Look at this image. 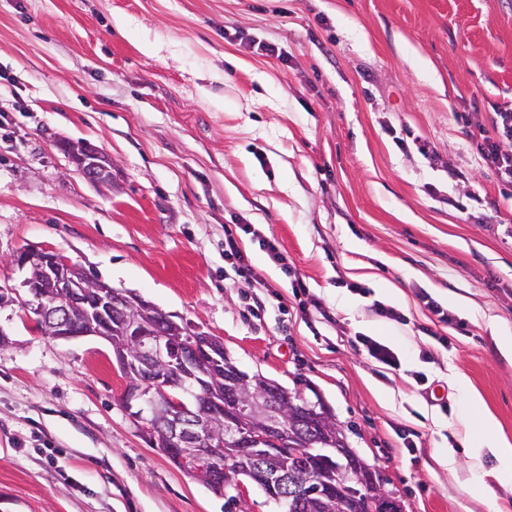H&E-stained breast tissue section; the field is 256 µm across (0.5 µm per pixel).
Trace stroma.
<instances>
[{"mask_svg":"<svg viewBox=\"0 0 512 512\" xmlns=\"http://www.w3.org/2000/svg\"><path fill=\"white\" fill-rule=\"evenodd\" d=\"M500 108L512 0H0V286L19 287V248L57 250L242 370L313 384L403 512H512V477L471 458L467 404L512 442L489 328L512 331V198L470 139ZM82 140L111 155L112 194L60 147ZM230 235L251 274L225 265ZM0 334V512H282L146 443L106 341L42 334L19 297Z\"/></svg>","mask_w":512,"mask_h":512,"instance_id":"stroma-1","label":"stroma"}]
</instances>
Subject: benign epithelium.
<instances>
[{
    "label": "benign epithelium",
    "mask_w": 512,
    "mask_h": 512,
    "mask_svg": "<svg viewBox=\"0 0 512 512\" xmlns=\"http://www.w3.org/2000/svg\"><path fill=\"white\" fill-rule=\"evenodd\" d=\"M69 156L89 183L112 192L111 157L87 142L70 143ZM11 264L25 272L22 285L35 302L37 323L46 335L66 341L96 336L109 343L113 332L123 336L130 350L120 362L126 378L123 400L131 419L153 446H165L163 452L175 456L195 478L212 482L219 460L229 464L240 459L244 466L233 472L224 468L228 483L240 491L245 483L257 481L280 498L304 499L316 486L333 487L309 468L296 481L293 494L285 493V472L273 466V456L289 438L284 403L290 393L281 385L231 364L224 389L216 390L206 370L209 352L199 347L201 333L192 324L176 321L136 293L113 288L51 249L27 246L13 254ZM254 382L261 388L246 411L262 416V426L249 429L238 447L225 449L209 438L210 419L221 417L224 432H235L241 418L231 407L238 406L243 387ZM187 389L197 398L193 413L180 398ZM375 486L378 512H402L383 481Z\"/></svg>",
    "instance_id": "benign-epithelium-1"
}]
</instances>
